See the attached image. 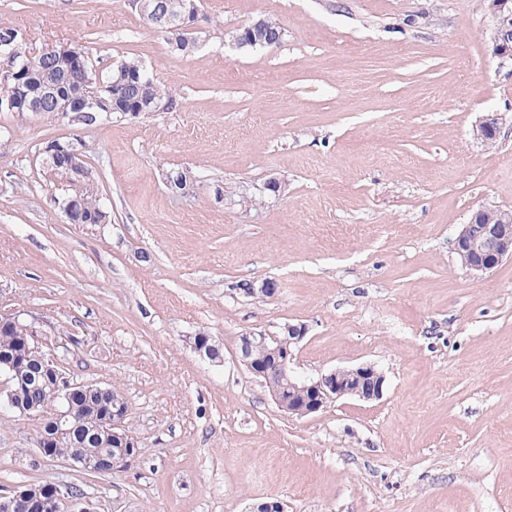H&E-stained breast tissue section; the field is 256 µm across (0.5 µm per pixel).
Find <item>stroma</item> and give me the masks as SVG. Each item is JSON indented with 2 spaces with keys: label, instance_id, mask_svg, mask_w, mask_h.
I'll return each instance as SVG.
<instances>
[{
  "label": "stroma",
  "instance_id": "35a3bbf8",
  "mask_svg": "<svg viewBox=\"0 0 512 512\" xmlns=\"http://www.w3.org/2000/svg\"><path fill=\"white\" fill-rule=\"evenodd\" d=\"M202 9L183 55L129 0H0L31 52L135 57L178 100L82 133L0 112V314L32 322L69 378L120 388L140 443L129 468L83 473L2 412L0 493L50 480L98 512H512V260L478 277L453 250L474 211L512 210V62L493 53L488 0ZM263 18L281 43L238 50ZM491 118L492 148L472 133ZM76 133L111 223H67L40 177L44 142ZM268 280L270 297L237 290ZM288 324L307 328L301 378L368 364L382 398L281 411L236 350Z\"/></svg>",
  "mask_w": 512,
  "mask_h": 512
}]
</instances>
